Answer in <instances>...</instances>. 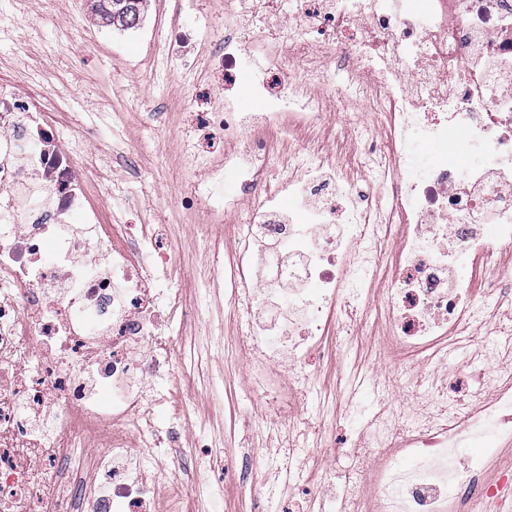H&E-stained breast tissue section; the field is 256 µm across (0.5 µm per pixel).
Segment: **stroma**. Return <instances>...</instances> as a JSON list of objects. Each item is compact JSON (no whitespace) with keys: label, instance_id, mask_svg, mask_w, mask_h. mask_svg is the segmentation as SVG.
Here are the masks:
<instances>
[{"label":"stroma","instance_id":"35a3bbf8","mask_svg":"<svg viewBox=\"0 0 512 512\" xmlns=\"http://www.w3.org/2000/svg\"><path fill=\"white\" fill-rule=\"evenodd\" d=\"M139 12L141 33L129 36L123 32V19L103 23L87 0H0V74L43 86L62 116L83 127L79 146L84 158L110 168L120 187L112 195L94 192V200L113 223L161 225L177 264L153 268L152 273L160 286L177 283L188 307L198 312L173 325L179 340L175 355L183 370L181 391L189 400L193 425L180 433L183 454L153 457L152 473L161 477L181 468L193 512H282L288 502H304L306 490L286 484L284 476L268 467L256 474L258 494L243 492L233 482L235 472L250 464L255 452L278 447L279 440L261 439L254 432L262 407L247 392L248 365L233 325L212 298L209 281L214 255L232 252L237 241L231 227L250 211L251 201L240 198L237 208L207 236L199 232L196 216L183 208L181 199L193 182L210 184L218 194L237 195L239 187L211 183L207 168L186 166L182 133L196 110L191 86L205 84L207 76L191 70L170 74L156 55L150 30L172 19L164 0H142ZM321 102L334 111L335 121L313 134L278 140L277 154L285 157L311 147L342 165L357 189L367 190L364 169L341 144L355 104L329 95ZM509 322L512 307L502 305L495 317L474 327V341L464 344L462 355L444 359L437 372L440 382L460 374L484 383L482 352L503 345L499 327ZM384 341L382 321L368 318L348 344L328 349L313 366L327 392L313 397L296 415L310 447H333L337 459H344L353 436L374 416L375 391L367 390L363 403H354L349 376L377 375L396 386L395 411H418L415 393L426 373L424 360L396 354L380 359ZM202 444L211 447L214 466L200 473L188 451Z\"/></svg>","mask_w":512,"mask_h":512}]
</instances>
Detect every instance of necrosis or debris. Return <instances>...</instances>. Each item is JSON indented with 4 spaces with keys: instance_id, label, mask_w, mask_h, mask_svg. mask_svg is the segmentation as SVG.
Wrapping results in <instances>:
<instances>
[{
    "instance_id": "obj_1",
    "label": "necrosis or debris",
    "mask_w": 512,
    "mask_h": 512,
    "mask_svg": "<svg viewBox=\"0 0 512 512\" xmlns=\"http://www.w3.org/2000/svg\"><path fill=\"white\" fill-rule=\"evenodd\" d=\"M291 2L295 24L280 12ZM224 0V38L194 55V29L174 21L153 31L171 72L196 60L224 108L185 134L190 161L240 140L237 155L211 167L234 169L257 193L260 218L245 246L224 263V296L261 402L260 425L287 430L274 464L310 456L288 410L315 388L310 367L328 342L354 335L356 285L382 268L390 235L400 244L380 309L393 351L439 352L480 322L474 272L512 246V0ZM337 48L356 81L336 85L318 65ZM265 57L243 76L249 54ZM318 84L374 114L381 138L355 156L372 182L359 192L325 177L317 156H301L297 176L269 187L271 131L321 127L313 99L280 102L290 76ZM264 112L239 106L241 80ZM61 118L40 86L0 78V512H150L156 479L147 464L176 434L144 430L146 390L176 388L171 325L189 310L177 284L157 287L147 263L175 264L147 226L106 223L88 186L113 190L107 173L82 168L66 146ZM436 156L419 170L409 139ZM291 210H284V200ZM492 225L486 236L484 225ZM440 413L423 428L393 421L408 464L372 466V447L354 439L343 500L372 472L380 512H473L487 494L483 459L462 449L512 439V382L468 403L428 384ZM97 433L102 453L87 456ZM97 481L80 497L67 489L85 466Z\"/></svg>"
}]
</instances>
